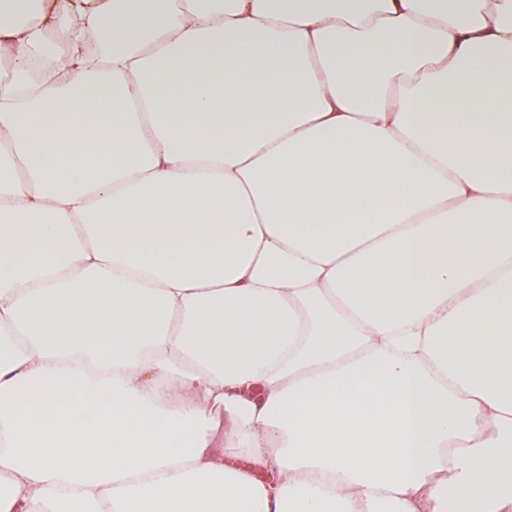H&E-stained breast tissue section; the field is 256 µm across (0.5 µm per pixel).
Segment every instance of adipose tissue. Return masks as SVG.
I'll list each match as a JSON object with an SVG mask.
<instances>
[{"label":"adipose tissue","mask_w":512,"mask_h":512,"mask_svg":"<svg viewBox=\"0 0 512 512\" xmlns=\"http://www.w3.org/2000/svg\"><path fill=\"white\" fill-rule=\"evenodd\" d=\"M0 5V512H512V0Z\"/></svg>","instance_id":"ef3b65f1"}]
</instances>
